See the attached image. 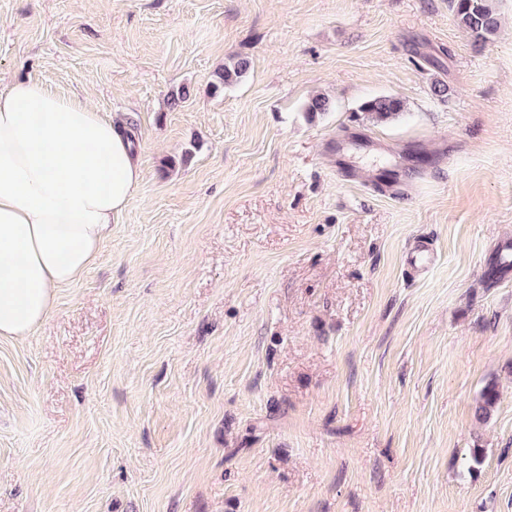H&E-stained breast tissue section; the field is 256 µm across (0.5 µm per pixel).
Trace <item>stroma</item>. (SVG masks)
Wrapping results in <instances>:
<instances>
[{"label":"stroma","mask_w":512,"mask_h":512,"mask_svg":"<svg viewBox=\"0 0 512 512\" xmlns=\"http://www.w3.org/2000/svg\"><path fill=\"white\" fill-rule=\"evenodd\" d=\"M493 6L477 43L450 0H0V81L123 118L144 171L47 320L0 339V512H512ZM382 95L405 111L376 124ZM250 69V60L244 56L230 57L229 63L216 73V81L212 84L214 92L224 90L239 83ZM368 119L375 123H384L399 116L404 110V102L393 95H383L364 101L359 107Z\"/></svg>","instance_id":"35a3bbf8"}]
</instances>
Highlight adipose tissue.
<instances>
[{"label":"adipose tissue","mask_w":512,"mask_h":512,"mask_svg":"<svg viewBox=\"0 0 512 512\" xmlns=\"http://www.w3.org/2000/svg\"><path fill=\"white\" fill-rule=\"evenodd\" d=\"M142 179L124 121L36 82L0 88V338L47 319Z\"/></svg>","instance_id":"adipose-tissue-1"}]
</instances>
